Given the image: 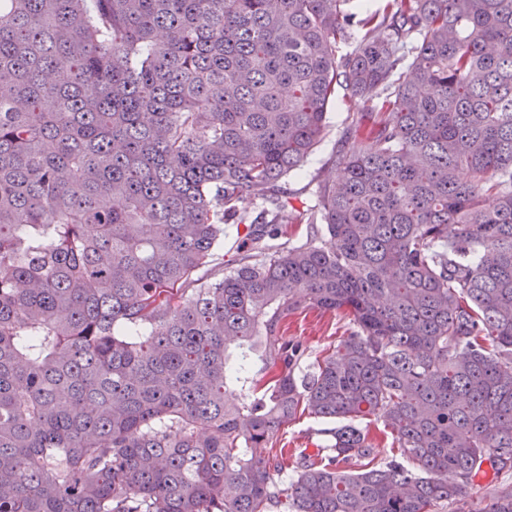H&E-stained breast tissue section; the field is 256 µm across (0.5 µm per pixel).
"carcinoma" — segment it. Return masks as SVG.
Here are the masks:
<instances>
[{"label":"carcinoma","mask_w":512,"mask_h":512,"mask_svg":"<svg viewBox=\"0 0 512 512\" xmlns=\"http://www.w3.org/2000/svg\"><path fill=\"white\" fill-rule=\"evenodd\" d=\"M350 2L0 0V512H512V0ZM365 105L362 101L351 96L344 86H336L334 98L327 108V128L322 140L316 146L308 161L297 174L287 177L286 188L296 196L292 200L293 208L288 206V236L274 240L273 243L290 245L305 238L307 224L301 221V214L307 204H313L319 179L325 176H341V170L334 167V156L341 144L342 135L350 121L352 112H362ZM289 183V184H288ZM304 203V204H302ZM289 239V240H288ZM282 245V246H286ZM244 224L237 226L236 223H229L224 225V241L217 248L216 253L218 257L224 262V271L235 267L239 261V252L237 251V243L240 237L244 234ZM236 261V262H234ZM349 321L340 313L320 314L316 311L297 313L288 320V337L300 340L316 354L332 351L341 336H347ZM301 410L294 419L284 424L273 438V453L277 452L279 455L280 448H284V452L287 453L285 463H288L289 474L292 472L299 452L308 448L306 452L312 454L318 445L326 443L324 429L336 426L335 422L315 418L306 411L302 413Z\"/></svg>","instance_id":"carcinoma-1"}]
</instances>
